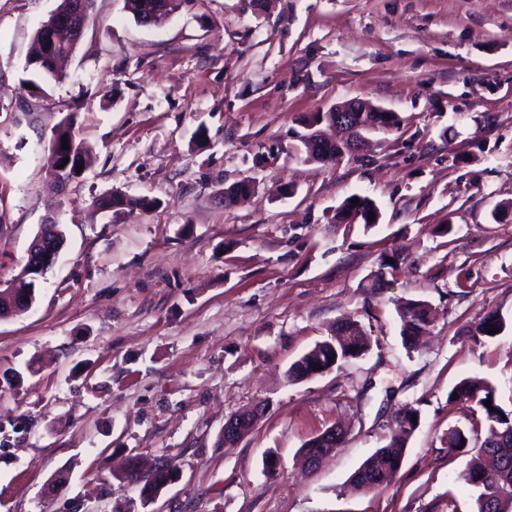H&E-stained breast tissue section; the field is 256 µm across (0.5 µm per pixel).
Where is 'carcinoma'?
<instances>
[{
  "label": "carcinoma",
  "instance_id": "obj_1",
  "mask_svg": "<svg viewBox=\"0 0 512 512\" xmlns=\"http://www.w3.org/2000/svg\"><path fill=\"white\" fill-rule=\"evenodd\" d=\"M128 9L134 19L142 25H151L172 14L180 5V0H126ZM96 0H60L57 8L59 13H70L79 6L82 17L91 20L95 13ZM346 124L363 134L376 129L391 128L398 125L395 113L384 112H346ZM75 118L65 117L63 124L57 127L52 142L62 145L63 137H68L69 151L74 155L83 156L87 164H93V157L77 140L73 126ZM354 155L346 142L328 143L325 149L314 152L307 151V160L317 163H335ZM357 213L364 224H369L368 214L377 212L376 205L361 199L358 204L347 200L336 212V222L350 223L351 213ZM431 314V308L423 301L407 303L399 310L402 336L405 342H411L421 331L425 330ZM504 322L494 312L480 315L474 328V335L488 336V330L502 331ZM368 351V339L360 328L350 322L336 325L333 336L317 343L311 350L303 354L288 369V381H299L320 375L319 369L328 372L340 366L350 358L363 355ZM455 396V401L473 402L483 413L486 437L477 452L471 457L469 482L475 486L478 495L475 500L476 512H512V411L504 410L496 403L495 387L485 379L465 378L455 384L448 392ZM491 400V407L484 401ZM418 409L407 405L403 416L396 418L395 430L389 442L370 455L352 476L356 485L365 492L379 491L385 488L390 476L402 464L407 440L418 429L419 422L413 420ZM471 445L468 433L460 428L448 432V452L467 453ZM178 468L163 463L161 470L152 484L141 486L144 503L153 498V490L172 481Z\"/></svg>",
  "mask_w": 512,
  "mask_h": 512
}]
</instances>
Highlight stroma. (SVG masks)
Returning a JSON list of instances; mask_svg holds the SVG:
<instances>
[{
    "label": "stroma",
    "mask_w": 512,
    "mask_h": 512,
    "mask_svg": "<svg viewBox=\"0 0 512 512\" xmlns=\"http://www.w3.org/2000/svg\"><path fill=\"white\" fill-rule=\"evenodd\" d=\"M59 3L0 0V283L46 216L66 237L32 308L0 321V512H474L469 458L447 450L473 409L448 392L483 378L512 410V0H181L153 26L97 0L37 91L26 59ZM352 99L398 125L307 161L313 116ZM71 113L94 163L59 191L46 159ZM115 192L155 205L100 209ZM354 196L374 227L336 222ZM412 300L432 321L409 346ZM489 311L504 330L472 336ZM344 319L369 351L288 382ZM408 404L400 469L353 489ZM336 424L339 447L304 467ZM166 459L181 477L144 504L129 465ZM307 160L317 163H335L345 157H351L356 152L352 151L348 142L326 143L325 149L319 152L311 151L307 146ZM430 314L431 308L424 301L409 302L399 310L405 344L426 329Z\"/></svg>",
    "instance_id": "obj_1"
}]
</instances>
